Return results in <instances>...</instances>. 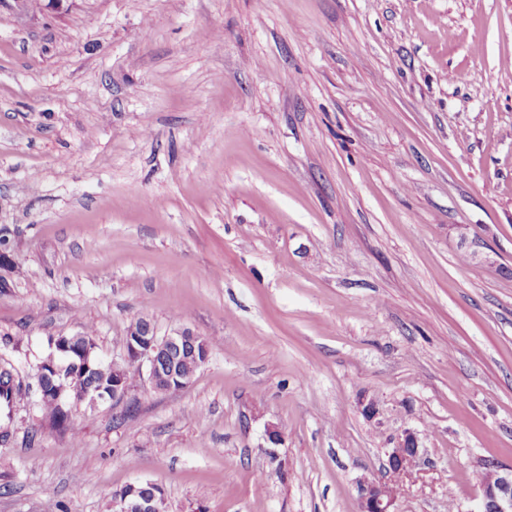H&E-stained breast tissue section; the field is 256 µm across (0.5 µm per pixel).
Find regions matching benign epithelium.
I'll return each instance as SVG.
<instances>
[{"label":"benign epithelium","instance_id":"benign-epithelium-1","mask_svg":"<svg viewBox=\"0 0 512 512\" xmlns=\"http://www.w3.org/2000/svg\"><path fill=\"white\" fill-rule=\"evenodd\" d=\"M13 270L11 254L0 250V289L10 287L8 278ZM139 322L148 324V331L141 335H128L124 340L123 366L112 368V389L108 394L95 390L84 396L93 403L106 400L118 406L132 389L129 370L147 367V382L151 389L177 391L187 387L194 376L184 373L178 359L193 362L201 368L208 360L210 348L206 338L188 329L169 336L156 334L150 320L142 317ZM422 455L418 435L405 430L393 442L388 452L384 474L365 479L358 484V512H396L398 490L411 477L417 460ZM482 499L477 512H512V465H490L481 473ZM165 501L163 488L154 482L127 486L115 495L113 512H163L158 503Z\"/></svg>","mask_w":512,"mask_h":512}]
</instances>
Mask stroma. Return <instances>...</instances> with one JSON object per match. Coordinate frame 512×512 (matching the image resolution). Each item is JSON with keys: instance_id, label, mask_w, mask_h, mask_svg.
<instances>
[{"instance_id": "1", "label": "stroma", "mask_w": 512, "mask_h": 512, "mask_svg": "<svg viewBox=\"0 0 512 512\" xmlns=\"http://www.w3.org/2000/svg\"><path fill=\"white\" fill-rule=\"evenodd\" d=\"M0 227V366L88 324L121 359L141 317L211 342L66 428L17 401L0 512H357L407 429L397 512L512 464V0H0ZM144 486L152 489V497L142 494ZM163 502V508L157 504ZM165 508L163 488L154 482H145L127 486L112 500L114 512H162Z\"/></svg>"}]
</instances>
